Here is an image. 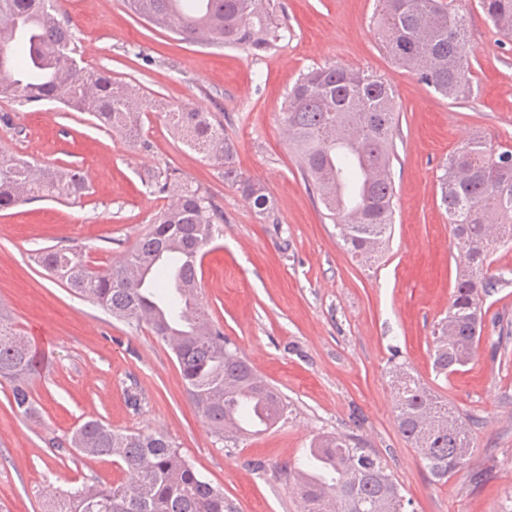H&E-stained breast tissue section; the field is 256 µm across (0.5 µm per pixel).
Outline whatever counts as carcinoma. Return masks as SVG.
<instances>
[{"label": "carcinoma", "mask_w": 512, "mask_h": 512, "mask_svg": "<svg viewBox=\"0 0 512 512\" xmlns=\"http://www.w3.org/2000/svg\"><path fill=\"white\" fill-rule=\"evenodd\" d=\"M174 2L127 0V7L181 41L197 40L202 25L210 31L206 44L220 48L262 52L281 38L267 21L263 0H206L213 10L182 12L173 10ZM478 4L501 35L512 39V0ZM1 16L22 23L31 16L41 19L23 37L0 27L1 94L22 103H64L133 146L149 148L142 139L147 107L140 91L105 69L79 66L71 27L56 0H0ZM378 24L383 46L398 65L444 98L464 96L471 49L462 17L442 0H379ZM23 75L41 84L36 94L20 82ZM397 112L386 81L342 65L308 70L288 93L284 122L306 190L327 210L343 247L366 263L380 256L392 234ZM165 116L190 148L224 166V177L260 214L273 216L264 187L232 166L233 145L224 126L211 121L212 113L169 109ZM30 168L0 154L1 210L40 196L75 199L86 190L74 169L44 167L33 181ZM152 182L160 193L175 187L176 200L120 261L94 270L73 249H49L38 253L37 262L113 317L147 323L175 354L201 418L217 439L235 448L246 435L240 423L254 406L266 412L268 429L288 419L287 399L255 372L198 300L197 263L219 237L224 210L210 193L177 182L167 171ZM440 194L458 260L448 315L433 340V369L447 377L476 353L486 298L512 284L503 274L486 272L498 246L512 244V147L495 151L475 135L448 157ZM37 373L35 350L1 312L0 378L9 382L10 403L23 416L35 412L31 384ZM393 374L399 431L426 462L433 481H445L465 463L460 449L471 447L469 423L400 365L393 366ZM66 444L83 457H114L126 480L55 494L48 512H235L224 491L198 475L165 433L118 432L91 418ZM293 489L303 512H405L400 487L381 458L343 435H323L311 445L306 462L295 470Z\"/></svg>", "instance_id": "carcinoma-1"}]
</instances>
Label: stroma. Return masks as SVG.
I'll return each instance as SVG.
<instances>
[{"label":"stroma","instance_id":"1","mask_svg":"<svg viewBox=\"0 0 512 512\" xmlns=\"http://www.w3.org/2000/svg\"><path fill=\"white\" fill-rule=\"evenodd\" d=\"M450 6L472 47L474 92L460 100L442 98L389 56L377 35V0H270L268 19L283 38L260 54L178 41L124 0H63L82 67L110 70L149 103L151 148L132 147L88 113L0 95V114L11 117L0 123V152L77 169L89 185L77 203L34 199L0 210V309L41 357L35 414H18L0 380V512H46L50 492L123 480L112 457L52 447L90 418L118 431L166 433L236 512H300L285 471L331 433L354 436L383 459L406 512H512V350H494L500 323H512V285L487 298L475 358L446 378L432 370V332L448 312L457 262L440 205L442 166L476 133L491 148L512 145V41L476 0ZM331 64L384 79L399 104L394 230L369 265L337 243L288 145L289 89L308 68ZM164 104L223 122L234 168L266 188L273 219L258 215L223 168L187 147L167 125ZM168 168L224 209V232L198 274L204 308L290 403L286 422L234 448L212 436L175 356L148 325L112 318L36 261L43 249L71 248L92 268L111 266L169 204L149 184L151 173ZM395 361L478 421L470 455L447 482L432 481L398 429Z\"/></svg>","mask_w":512,"mask_h":512}]
</instances>
